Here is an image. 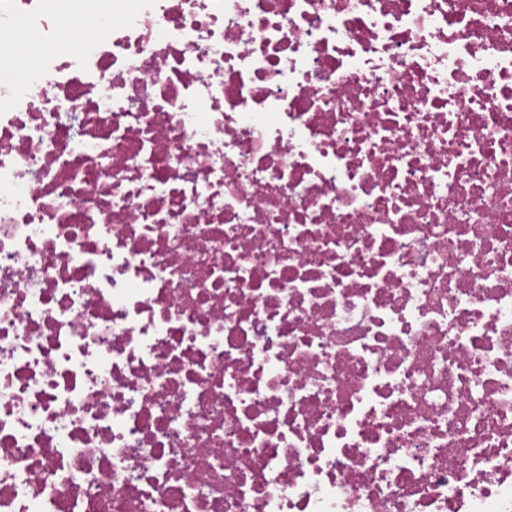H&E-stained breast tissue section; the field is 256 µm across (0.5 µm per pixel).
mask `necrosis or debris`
Returning a JSON list of instances; mask_svg holds the SVG:
<instances>
[{"instance_id": "obj_1", "label": "necrosis or debris", "mask_w": 512, "mask_h": 512, "mask_svg": "<svg viewBox=\"0 0 512 512\" xmlns=\"http://www.w3.org/2000/svg\"><path fill=\"white\" fill-rule=\"evenodd\" d=\"M0 512H512V0H0Z\"/></svg>"}]
</instances>
